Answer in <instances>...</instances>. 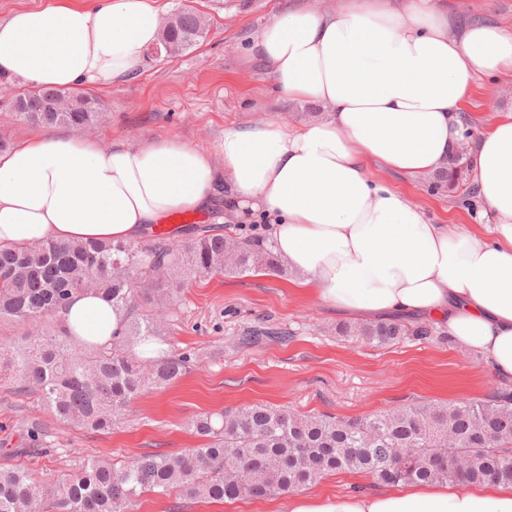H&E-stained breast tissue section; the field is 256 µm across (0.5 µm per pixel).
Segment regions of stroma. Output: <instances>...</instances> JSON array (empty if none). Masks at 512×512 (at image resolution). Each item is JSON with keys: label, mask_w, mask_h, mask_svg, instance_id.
Returning <instances> with one entry per match:
<instances>
[{"label": "stroma", "mask_w": 512, "mask_h": 512, "mask_svg": "<svg viewBox=\"0 0 512 512\" xmlns=\"http://www.w3.org/2000/svg\"><path fill=\"white\" fill-rule=\"evenodd\" d=\"M342 0H158L163 16L190 9L206 16L198 46L174 57H149L142 74L101 91L108 107L90 136L101 145H138L166 138L217 151L224 131L279 122L297 126L313 105L289 100L249 54L255 34L287 7L328 12ZM450 26H512V0H438ZM512 108V78L480 80L463 106L472 137ZM374 177L404 195L437 224L484 233L467 206V186L450 191L429 180L412 182L373 168ZM265 318L294 333L287 343L241 348L233 339ZM339 321L314 295L296 293L287 278L266 271L216 275L184 284L167 319L166 349L195 354L188 373L168 388L145 391L106 433L59 421L36 396L0 380V468L37 470L49 484L66 481L82 459L127 465L155 453L181 454L200 446L187 426L203 413L254 404L298 414L359 416L416 401L478 400L505 389L488 364L453 343L407 340L375 348L338 337ZM39 423L47 448L26 454L27 423ZM279 497L210 502L180 492L148 493L133 512H273Z\"/></svg>", "instance_id": "stroma-1"}]
</instances>
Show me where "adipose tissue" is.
I'll list each match as a JSON object with an SVG mask.
<instances>
[{
	"label": "adipose tissue",
	"mask_w": 512,
	"mask_h": 512,
	"mask_svg": "<svg viewBox=\"0 0 512 512\" xmlns=\"http://www.w3.org/2000/svg\"><path fill=\"white\" fill-rule=\"evenodd\" d=\"M154 0H51L0 20V73L46 89L105 88L140 73L160 43ZM251 53L289 99L326 107L291 128L228 129L219 153L174 140L102 148L37 133L0 152V248L45 240L137 241L174 213L265 214L293 284L362 319H431L512 381V110L467 152L488 235L436 224L371 178L369 162L408 180L447 169L462 108L482 76L512 75V28L449 31L435 0H347L287 9ZM71 335H123L125 315L75 294ZM278 512H512V486L414 484L402 491L306 493Z\"/></svg>",
	"instance_id": "ef3b65f1"
}]
</instances>
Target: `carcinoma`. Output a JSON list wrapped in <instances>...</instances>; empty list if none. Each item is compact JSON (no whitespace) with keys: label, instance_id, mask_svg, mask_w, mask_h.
<instances>
[{"label":"carcinoma","instance_id":"obj_1","mask_svg":"<svg viewBox=\"0 0 512 512\" xmlns=\"http://www.w3.org/2000/svg\"><path fill=\"white\" fill-rule=\"evenodd\" d=\"M208 32L205 17L182 10L163 27L168 56L191 49ZM24 103L20 120L42 127L93 129L106 105L85 91L33 89L13 96ZM58 102V112L46 111ZM465 152L454 151L439 173L453 187L467 174ZM189 241L153 236L144 244L113 241H41L0 249V322L28 326L18 342H0V373L10 372L17 388H34L62 421L92 431L112 428L143 391L184 375L187 353L143 357L139 347L164 335L157 318L134 300L169 306L187 280L214 274L243 275L288 268L271 242L216 232L210 224L186 228ZM94 290L126 314L124 336L97 346L72 336L40 330L49 318H63L73 294ZM336 335L372 346L396 344L408 336L447 332L428 320L356 321L336 325ZM292 333L257 325L235 338L239 346L286 342ZM189 426L204 440L179 455H145L119 469L89 459L65 483L44 486L26 466L0 469V512H130L144 493L173 489L194 499L222 501L266 498L306 488L323 477L356 472L375 484H512V394L479 401H424L377 414L340 417L302 415L265 404L194 418Z\"/></svg>","mask_w":512,"mask_h":512}]
</instances>
